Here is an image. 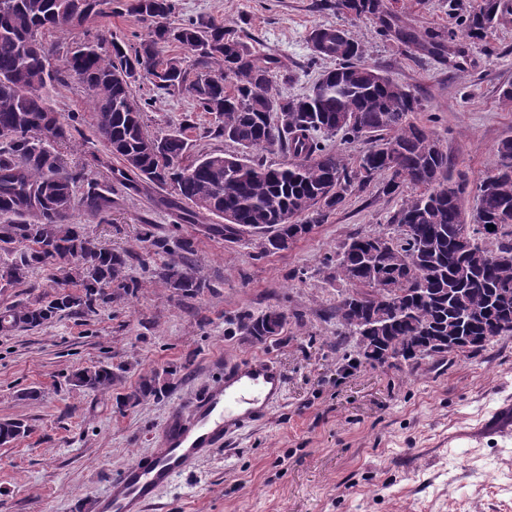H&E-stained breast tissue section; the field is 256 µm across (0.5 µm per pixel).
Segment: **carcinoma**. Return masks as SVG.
<instances>
[{
  "label": "carcinoma",
  "mask_w": 512,
  "mask_h": 512,
  "mask_svg": "<svg viewBox=\"0 0 512 512\" xmlns=\"http://www.w3.org/2000/svg\"><path fill=\"white\" fill-rule=\"evenodd\" d=\"M126 13L150 25L133 45L112 41L106 50L97 37L60 53L46 41L112 13V0H0V288L21 285L41 264L67 265V280L78 290H60L36 303L0 310V332L35 328L65 313L94 312L112 300V287L135 293L140 281L127 274L131 253L100 246L69 223L80 208L109 221L112 186L90 177L86 167L69 162L60 147L75 126L50 103V91L79 80L94 105L95 135L120 164L122 187L169 190L163 204L193 213L233 220L215 227L234 239L239 227L271 233L275 250L295 241L299 224H322L346 196L387 175L386 193L402 196L393 223L406 227L403 239L390 242L356 235L336 253V280L343 284L331 307L341 339L361 334L362 313L385 323L383 336L404 360L421 339L443 343L453 336L479 339L469 354L480 353L498 337L512 333V137L499 141L486 175L468 191L465 172L455 168L436 139L411 121L418 100L408 87L363 62V44L326 37L336 67L323 72L309 92L290 98L276 90L292 79L276 57L257 58L237 32L222 23L190 18L178 25L175 0H123ZM325 6L355 19H370L378 32L391 29L385 0H328ZM512 0H478L464 19L468 39L483 40ZM404 46L427 52L445 47L448 36L433 31H398ZM178 44L195 56L194 77L181 58L162 56ZM147 80L158 92H186L198 112L215 116L210 134L238 146L235 154L213 150L184 163L190 144L182 130L163 136L147 131L150 100L137 98L132 83ZM280 128L270 137L276 116ZM367 139L372 146L349 169L326 144ZM279 149L288 161L272 165L257 157ZM409 186L413 192L402 195ZM475 204L468 205L469 195ZM492 228H487V225ZM177 257L159 277L173 292L195 296L206 283L192 271L193 244L176 242ZM251 336L264 341L279 335L286 320L263 314L241 319ZM74 386L106 392L115 374L106 365L83 367ZM157 393L145 378L121 405L135 407ZM27 433L19 420L0 421V445Z\"/></svg>",
  "instance_id": "obj_1"
}]
</instances>
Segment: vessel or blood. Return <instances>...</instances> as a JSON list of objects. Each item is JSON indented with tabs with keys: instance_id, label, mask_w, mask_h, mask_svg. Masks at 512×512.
Wrapping results in <instances>:
<instances>
[{
	"instance_id": "obj_1",
	"label": "vessel or blood",
	"mask_w": 512,
	"mask_h": 512,
	"mask_svg": "<svg viewBox=\"0 0 512 512\" xmlns=\"http://www.w3.org/2000/svg\"><path fill=\"white\" fill-rule=\"evenodd\" d=\"M283 390L284 377L271 359L236 363L190 406L175 410L152 457L135 459L110 477L98 512H146L161 487L223 447L232 434L264 419Z\"/></svg>"
}]
</instances>
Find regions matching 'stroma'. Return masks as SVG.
Instances as JSON below:
<instances>
[{
	"label": "stroma",
	"mask_w": 512,
	"mask_h": 512,
	"mask_svg": "<svg viewBox=\"0 0 512 512\" xmlns=\"http://www.w3.org/2000/svg\"><path fill=\"white\" fill-rule=\"evenodd\" d=\"M177 3L173 23L210 17L237 29L258 57H279L293 79L278 89L294 98L336 66L314 58L310 32L344 27L363 43L366 64L418 95L414 122L433 132L471 183L485 176L498 142L512 137V107L500 99L501 86L512 83V15L473 44L461 36V16L474 0H460L456 10L449 0H397L386 36L373 21L321 8L320 0ZM405 28L453 34L450 54L401 45L394 33ZM88 31L130 43L147 27L116 12L53 40L66 48ZM133 90L151 101L150 133L182 127L193 153H237L232 142L210 136L213 117L193 111L187 93L160 94L142 80ZM53 99L62 115L78 119L70 158L93 178L112 180L110 168L96 162L106 150L84 86L69 79ZM385 182L375 177L325 223L276 252L252 233L225 240L213 231L212 215L183 219L161 205L157 188L119 191L108 224L75 210L71 221L86 235L133 253L130 273L141 286L132 295L114 291L95 312L0 334V420L29 427L27 436L0 446V512H75V501L104 497L108 477L154 454L175 408L220 377L217 357L228 364L271 358L285 377L283 396L264 423L244 428L159 489L147 512H512V437L484 429L512 401V335L475 356H429L413 367L370 365L354 342L336 343L341 328L329 308L340 284L326 259L354 234H398L392 217L401 198L386 194ZM148 231L171 244L190 239L206 289L182 297L166 288L158 272L171 255L144 242ZM65 286L60 264L48 262L24 284L0 288V309ZM270 309L281 310L286 323L261 342L240 317ZM99 364L116 374L110 393L72 385V372ZM145 375L156 377L159 394L120 406L118 397Z\"/></svg>",
	"instance_id": "obj_1"
}]
</instances>
